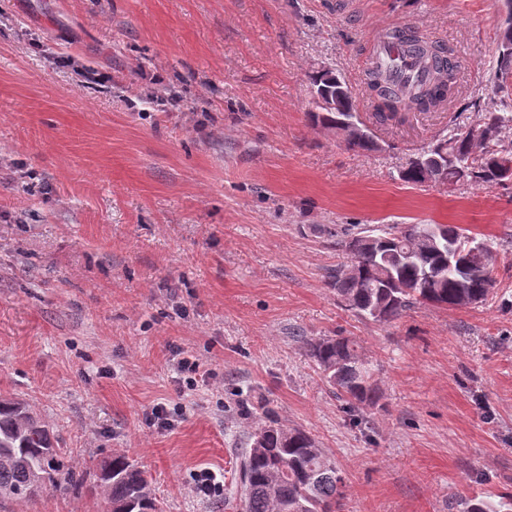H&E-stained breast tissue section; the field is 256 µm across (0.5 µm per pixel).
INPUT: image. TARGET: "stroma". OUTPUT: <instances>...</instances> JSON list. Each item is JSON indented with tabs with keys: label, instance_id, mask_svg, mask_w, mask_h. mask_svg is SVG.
Here are the masks:
<instances>
[{
	"label": "stroma",
	"instance_id": "35a3bbf8",
	"mask_svg": "<svg viewBox=\"0 0 512 512\" xmlns=\"http://www.w3.org/2000/svg\"><path fill=\"white\" fill-rule=\"evenodd\" d=\"M504 0H0V397L84 475L0 512H110L101 464L147 471L161 512H241L249 420L269 404L346 478L341 512H458L512 493V188L412 186L424 144L500 109ZM444 37L456 96L374 124L381 30ZM351 86L380 148L314 126L309 77ZM175 90L180 105L139 96ZM457 224L492 258L486 303L379 323L327 284L326 227ZM344 331L382 397L349 423L298 339ZM210 371L176 382L173 348ZM178 408L152 425L157 404ZM210 469L224 494L202 498ZM193 489L196 494L204 497H219L224 494V481L210 470H200L193 476Z\"/></svg>",
	"mask_w": 512,
	"mask_h": 512
}]
</instances>
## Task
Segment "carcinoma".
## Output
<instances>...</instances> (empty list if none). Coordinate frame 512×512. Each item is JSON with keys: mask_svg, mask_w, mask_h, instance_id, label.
Listing matches in <instances>:
<instances>
[{"mask_svg": "<svg viewBox=\"0 0 512 512\" xmlns=\"http://www.w3.org/2000/svg\"><path fill=\"white\" fill-rule=\"evenodd\" d=\"M388 37L406 43L409 52L434 68L454 76L452 50L438 45L418 31L395 30ZM512 78V57L498 55L494 84L502 89ZM373 118L379 125L398 121L403 112H424L455 94V85L414 83L394 85L384 72L367 70ZM356 112L353 96L344 95L339 108L328 112L321 106L310 113L312 122L328 129L336 120ZM478 124L488 135L482 152L479 144L460 137V128L440 139L449 152L448 181L492 188L503 184V164L512 163V144L500 139L501 130L512 125V103L483 114ZM340 246L347 263L330 275V286L345 307L376 322L399 318L411 306L430 304L460 308L485 302L492 279L473 278L469 287H458L462 268L491 263L492 256L475 251V238L451 224H391L375 230L344 228ZM306 356L317 367L329 389L341 400L356 426L363 423L365 408L381 398L373 370L358 351L354 337L339 331L326 336H300ZM242 462L244 496L241 512H340L345 478L335 463L307 431L287 427L269 410L263 411L249 439ZM66 452L58 447L49 427L25 406L0 397V500L32 496L34 480L55 490L79 489L84 479L65 464ZM109 477L99 478L112 512H159L145 472L124 455L103 462ZM459 512H512V496L499 503L468 499Z\"/></svg>", "mask_w": 512, "mask_h": 512, "instance_id": "obj_1", "label": "carcinoma"}]
</instances>
